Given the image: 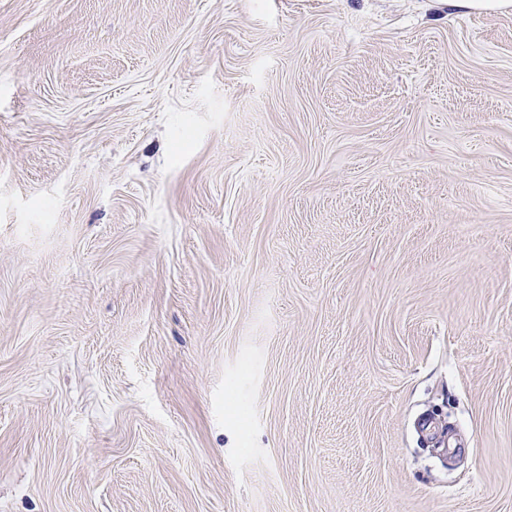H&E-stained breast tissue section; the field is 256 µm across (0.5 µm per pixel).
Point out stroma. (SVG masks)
I'll use <instances>...</instances> for the list:
<instances>
[{"label":"stroma","mask_w":512,"mask_h":512,"mask_svg":"<svg viewBox=\"0 0 512 512\" xmlns=\"http://www.w3.org/2000/svg\"><path fill=\"white\" fill-rule=\"evenodd\" d=\"M0 512H512V12L0 0Z\"/></svg>","instance_id":"stroma-1"}]
</instances>
